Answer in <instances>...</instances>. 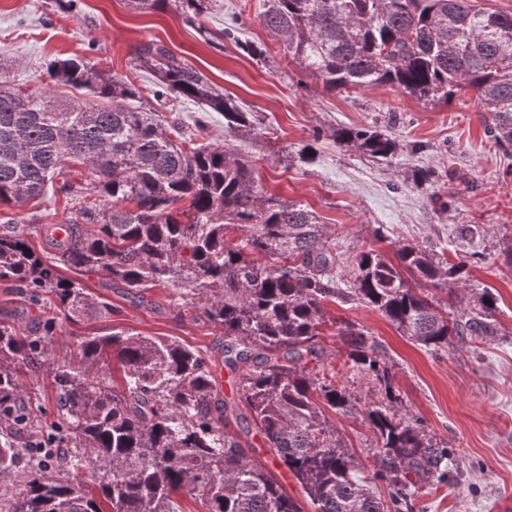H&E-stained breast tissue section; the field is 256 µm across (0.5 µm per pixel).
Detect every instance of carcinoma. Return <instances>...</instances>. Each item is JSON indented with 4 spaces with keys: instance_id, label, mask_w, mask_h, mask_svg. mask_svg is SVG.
I'll list each match as a JSON object with an SVG mask.
<instances>
[{
    "instance_id": "carcinoma-1",
    "label": "carcinoma",
    "mask_w": 512,
    "mask_h": 512,
    "mask_svg": "<svg viewBox=\"0 0 512 512\" xmlns=\"http://www.w3.org/2000/svg\"><path fill=\"white\" fill-rule=\"evenodd\" d=\"M140 12L209 0H130ZM262 21L298 67L329 91L392 86L427 103L464 88L488 112L487 131L512 148V13L475 0H265ZM153 99L175 93L224 114V128L259 123L165 46L147 42ZM35 90L0 72V205L22 207L57 186L72 204L60 225L0 228V284L53 311L24 329L0 322V512H305L271 467L285 469L313 512H414L418 486L443 477L448 448L404 405L396 365L363 325L342 321L340 366L327 368L326 303H360L439 352L453 339L495 335L496 299L448 311L468 261L419 244L388 255L374 242L341 246L302 203L267 193L255 161L229 140L199 143L156 110L134 109L133 83L89 61H52ZM334 138L390 162L398 142L379 126ZM417 183L451 187L431 171ZM40 233L43 247L32 245ZM76 273L65 277L61 271ZM102 274L134 304L161 284L224 332L233 395L214 388L209 361L167 336L102 328L57 358L64 324L109 319L112 304L81 277ZM53 374L56 420L27 400L22 372ZM372 431L368 468L329 413ZM236 422L239 432L226 431ZM256 433L269 458L244 437Z\"/></svg>"
}]
</instances>
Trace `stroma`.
<instances>
[{
  "label": "stroma",
  "instance_id": "1",
  "mask_svg": "<svg viewBox=\"0 0 512 512\" xmlns=\"http://www.w3.org/2000/svg\"><path fill=\"white\" fill-rule=\"evenodd\" d=\"M263 0H212L190 18L175 8L147 13L129 0H0V72L23 87L41 84L48 63L84 58L99 70L152 88L140 47L155 41L202 72L224 96L257 113L256 135L238 143L257 162L268 191L313 209L350 243L372 242L383 227V246L420 244L454 254L460 224L491 226L493 246L469 268L471 283L497 297L498 332L478 346L453 343L440 353L401 336L379 312L357 304L330 305L333 317L362 324L398 365L401 395L452 452L447 483L426 486L416 512H512V262L496 243L512 237V153L499 149L484 131L485 106L470 90L448 104L431 105L389 86L327 91L301 71L280 40L262 22ZM236 39L224 36L225 26ZM254 43L267 60L250 56ZM163 120L176 122L201 143L224 138V116L192 99L171 102ZM387 128L401 145L392 164L336 143L345 127ZM315 149L309 162L284 160L283 151ZM432 169L450 178L454 196L442 207L433 188L416 184L415 171ZM62 195L45 194L24 208L0 206V224L38 214L55 224L65 216ZM90 292L107 299L112 323L146 336H170L219 360L220 328L179 306L172 288L161 285L136 305L103 277H84Z\"/></svg>",
  "mask_w": 512,
  "mask_h": 512
}]
</instances>
